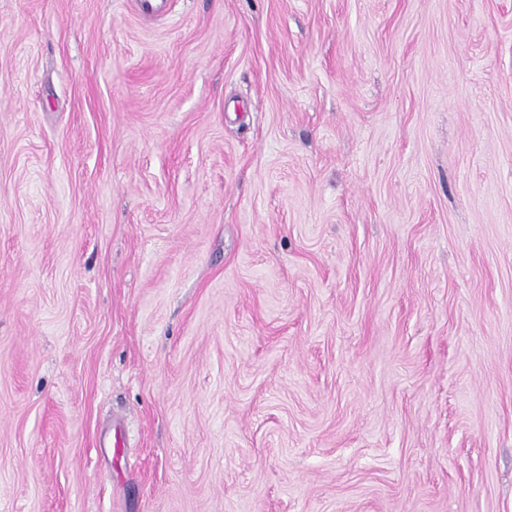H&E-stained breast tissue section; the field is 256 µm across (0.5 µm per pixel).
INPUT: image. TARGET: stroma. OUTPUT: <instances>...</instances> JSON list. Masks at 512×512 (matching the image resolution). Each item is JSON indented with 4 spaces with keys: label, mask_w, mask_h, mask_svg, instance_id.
Returning a JSON list of instances; mask_svg holds the SVG:
<instances>
[{
    "label": "stroma",
    "mask_w": 512,
    "mask_h": 512,
    "mask_svg": "<svg viewBox=\"0 0 512 512\" xmlns=\"http://www.w3.org/2000/svg\"><path fill=\"white\" fill-rule=\"evenodd\" d=\"M169 3L0 0V512H512V0Z\"/></svg>",
    "instance_id": "obj_1"
}]
</instances>
